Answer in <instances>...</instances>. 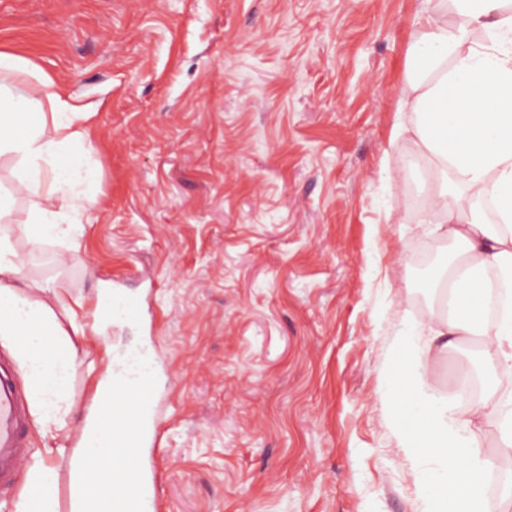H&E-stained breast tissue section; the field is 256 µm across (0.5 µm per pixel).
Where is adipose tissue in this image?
<instances>
[{"mask_svg":"<svg viewBox=\"0 0 512 512\" xmlns=\"http://www.w3.org/2000/svg\"><path fill=\"white\" fill-rule=\"evenodd\" d=\"M419 21L407 55L408 91L399 112L411 113L399 133L411 134L415 156L432 172L439 197H451L437 229L457 254L433 281L442 289L440 314L428 331L424 359L447 351V338L478 336L491 371L512 373V0H450ZM456 22H448V11ZM22 58L0 53V157L16 158L14 192H0V345L31 385L34 426L41 436L67 428V393L76 343L105 334L116 316L112 291L95 296L91 323L78 318L82 297L25 273L15 242H75L98 204L96 171L86 159L95 147L83 106L46 83L51 113L10 83L33 72ZM30 201L25 223L12 219L16 194ZM403 381L392 421L410 461L432 455L439 469L421 491L423 512H482L486 469L470 449L474 417L494 418L501 448L512 452V386L493 383L477 408L449 411L423 392L408 352L393 356ZM57 473L47 453L26 466L14 512H57Z\"/></svg>","mask_w":512,"mask_h":512,"instance_id":"obj_1","label":"adipose tissue"}]
</instances>
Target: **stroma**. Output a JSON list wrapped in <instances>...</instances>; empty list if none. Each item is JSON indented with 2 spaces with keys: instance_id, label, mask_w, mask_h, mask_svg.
Wrapping results in <instances>:
<instances>
[{
  "instance_id": "stroma-1",
  "label": "stroma",
  "mask_w": 512,
  "mask_h": 512,
  "mask_svg": "<svg viewBox=\"0 0 512 512\" xmlns=\"http://www.w3.org/2000/svg\"><path fill=\"white\" fill-rule=\"evenodd\" d=\"M437 0H0V53L92 111L99 205L80 248L20 239L26 272L139 314L78 343L71 396L109 346L167 369L158 440L140 451L157 512H421L398 448L391 366L432 320L452 252L431 231V180L394 136L418 18ZM479 339L423 370L451 383ZM494 422L475 456L512 498Z\"/></svg>"
}]
</instances>
